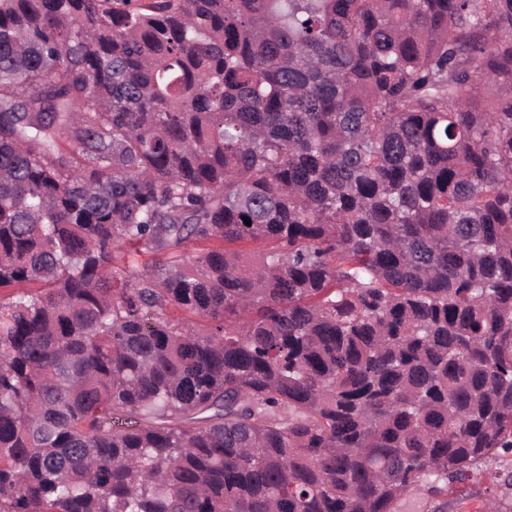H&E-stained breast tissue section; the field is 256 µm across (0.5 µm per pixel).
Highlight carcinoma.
Returning a JSON list of instances; mask_svg holds the SVG:
<instances>
[{
	"mask_svg": "<svg viewBox=\"0 0 512 512\" xmlns=\"http://www.w3.org/2000/svg\"><path fill=\"white\" fill-rule=\"evenodd\" d=\"M2 289L0 512H445L512 450V0H0Z\"/></svg>",
	"mask_w": 512,
	"mask_h": 512,
	"instance_id": "1",
	"label": "carcinoma"
}]
</instances>
